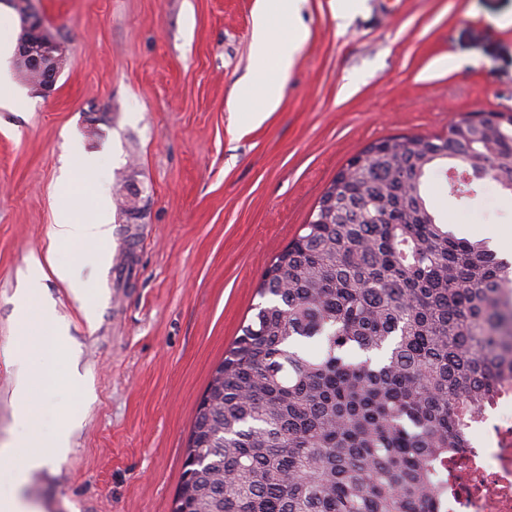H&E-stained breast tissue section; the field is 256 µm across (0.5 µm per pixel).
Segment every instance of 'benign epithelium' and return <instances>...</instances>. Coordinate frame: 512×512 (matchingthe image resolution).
Listing matches in <instances>:
<instances>
[{
    "instance_id": "benign-epithelium-1",
    "label": "benign epithelium",
    "mask_w": 512,
    "mask_h": 512,
    "mask_svg": "<svg viewBox=\"0 0 512 512\" xmlns=\"http://www.w3.org/2000/svg\"><path fill=\"white\" fill-rule=\"evenodd\" d=\"M8 2L14 5L20 16L15 64L31 60L40 72L31 83V87L48 97L55 90L57 79L65 68L59 43L48 34L42 18L29 10L28 0Z\"/></svg>"
}]
</instances>
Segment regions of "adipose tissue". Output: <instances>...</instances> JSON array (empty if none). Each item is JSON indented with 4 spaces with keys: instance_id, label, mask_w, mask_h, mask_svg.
Returning <instances> with one entry per match:
<instances>
[{
    "instance_id": "adipose-tissue-1",
    "label": "adipose tissue",
    "mask_w": 512,
    "mask_h": 512,
    "mask_svg": "<svg viewBox=\"0 0 512 512\" xmlns=\"http://www.w3.org/2000/svg\"><path fill=\"white\" fill-rule=\"evenodd\" d=\"M308 38V31L293 16L275 15L265 8L255 13L252 32V57L254 71L250 79L246 102L253 122H262L269 112L275 111L281 100L282 81L293 66L295 56ZM110 218L100 212L88 224L60 215L53 225L51 236L59 243L81 242L101 244L111 235ZM43 265L38 257H31L22 299L30 308L22 319L13 357L18 367L15 396L19 402L20 422L34 425L38 412L29 403L35 385L52 382V371L47 361L48 354L59 350L65 343L64 332L46 335L45 327L52 321L51 304L44 295L42 280ZM68 437L66 427L43 434L32 430L24 453H17L12 445L0 447V474L6 473L14 485L20 486L30 472L48 466L59 456Z\"/></svg>"
}]
</instances>
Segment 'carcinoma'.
<instances>
[{"instance_id":"obj_1","label":"carcinoma","mask_w":512,"mask_h":512,"mask_svg":"<svg viewBox=\"0 0 512 512\" xmlns=\"http://www.w3.org/2000/svg\"><path fill=\"white\" fill-rule=\"evenodd\" d=\"M349 161L275 255L198 407L172 512H448V457L512 383V262L427 205L512 190V123Z\"/></svg>"}]
</instances>
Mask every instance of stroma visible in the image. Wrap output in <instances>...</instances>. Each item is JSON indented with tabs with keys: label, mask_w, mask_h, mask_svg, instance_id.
Masks as SVG:
<instances>
[{
	"label": "stroma",
	"mask_w": 512,
	"mask_h": 512,
	"mask_svg": "<svg viewBox=\"0 0 512 512\" xmlns=\"http://www.w3.org/2000/svg\"><path fill=\"white\" fill-rule=\"evenodd\" d=\"M67 64L54 92L22 81L19 17L0 0V443L22 444L9 355L31 255L77 266L75 296L43 280L66 345L31 403L65 455L21 490L38 512H171L197 406L254 315L264 270L348 160L398 135H443L475 111L512 113V0H300L309 36L278 109L239 99L259 0H31ZM98 160L71 167L73 147ZM427 203L457 236L512 225V192L482 178ZM140 189L127 223L119 205ZM112 214L96 248L58 244L60 213Z\"/></svg>",
	"instance_id": "1"
}]
</instances>
